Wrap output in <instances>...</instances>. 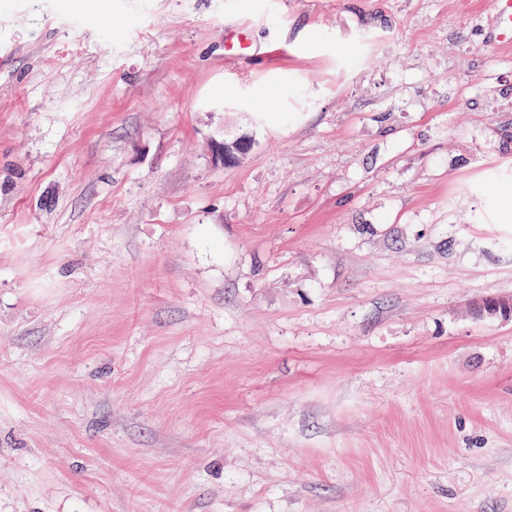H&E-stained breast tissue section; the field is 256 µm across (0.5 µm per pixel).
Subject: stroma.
<instances>
[{
  "instance_id": "stroma-1",
  "label": "stroma",
  "mask_w": 512,
  "mask_h": 512,
  "mask_svg": "<svg viewBox=\"0 0 512 512\" xmlns=\"http://www.w3.org/2000/svg\"><path fill=\"white\" fill-rule=\"evenodd\" d=\"M490 16L0 0V512H512Z\"/></svg>"
}]
</instances>
